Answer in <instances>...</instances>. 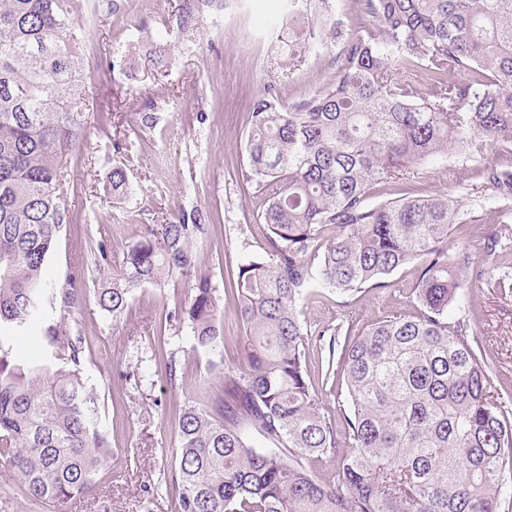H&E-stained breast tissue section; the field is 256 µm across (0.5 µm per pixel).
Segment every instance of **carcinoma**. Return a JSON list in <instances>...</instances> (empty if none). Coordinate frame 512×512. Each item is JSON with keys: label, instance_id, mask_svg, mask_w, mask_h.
I'll return each instance as SVG.
<instances>
[{"label": "carcinoma", "instance_id": "carcinoma-1", "mask_svg": "<svg viewBox=\"0 0 512 512\" xmlns=\"http://www.w3.org/2000/svg\"><path fill=\"white\" fill-rule=\"evenodd\" d=\"M373 27L344 41L336 78L293 105L275 94L246 113V179L262 190L265 254L237 265L231 292L245 363L222 393L178 413V454L163 471L176 512H499L512 464V419L490 395V363L471 338L465 306L474 268L450 245L476 222L448 193L369 202L378 183L451 150L481 155L512 142V0H363ZM83 0H0V465L26 499L61 512L97 489L112 460L98 428L100 394L83 375L86 337L46 305L69 312L72 284L47 297V257L69 221L66 176L84 144ZM312 36L293 26L280 54L293 65ZM422 68L430 87L398 77ZM512 198V161L483 170ZM112 197L128 191L112 168ZM204 224L148 225L97 292L116 317L134 289L197 269ZM420 263V311L355 333L350 297ZM318 281L347 297L321 385L343 377V429L322 413L298 305ZM459 315L448 320V308ZM221 298L207 279L173 313L194 349L224 343ZM40 338L33 360L14 349ZM336 460L335 477L303 465Z\"/></svg>", "mask_w": 512, "mask_h": 512}]
</instances>
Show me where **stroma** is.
Returning a JSON list of instances; mask_svg holds the SVG:
<instances>
[{"label": "stroma", "instance_id": "35a3bbf8", "mask_svg": "<svg viewBox=\"0 0 512 512\" xmlns=\"http://www.w3.org/2000/svg\"><path fill=\"white\" fill-rule=\"evenodd\" d=\"M120 3L109 23L99 22L89 7L80 20L90 115L85 140L94 153H76L71 161L70 221L45 265L47 287L71 281L83 291L66 321L87 338L84 373L99 390L102 427L114 450L96 492L71 500L67 512H176L175 494L162 473L178 445L177 413L185 404L208 402L224 380L209 371L207 354L194 351L189 326L167 313L187 305L198 277H207L224 304V368L237 370L242 330L230 283L237 263L266 247L257 217L261 192L244 176L245 114L267 91L294 104L332 81L343 36L372 19L360 0H327L310 14V28L325 34L327 18L340 14L341 39L321 54H302L288 73L276 57L278 31L269 23L270 16L282 14V0H228L224 7L196 11L184 31L180 14L188 0ZM153 41L173 46V64L130 65L138 49ZM491 161L488 154L456 150L407 167L373 195L380 201L446 192L479 216L478 225L454 226L450 241L467 245L482 272L466 289L465 302L480 321L479 347L494 362L493 399L512 405V291L496 284L502 258L512 259V237L502 240L500 252L487 251L484 231L499 222V192L482 175ZM116 166L126 170L130 184L120 201L113 200L109 185ZM170 221L208 226L196 273L138 288L120 317L103 311L97 290L126 247L146 225ZM101 241L110 247L104 259L95 253ZM416 276L414 265H406L388 276L386 286L357 294V328L390 313L415 314ZM340 302L336 292L317 283L300 306L313 369L329 355L320 334L335 329ZM161 348L176 360V379L155 358Z\"/></svg>", "mask_w": 512, "mask_h": 512}]
</instances>
